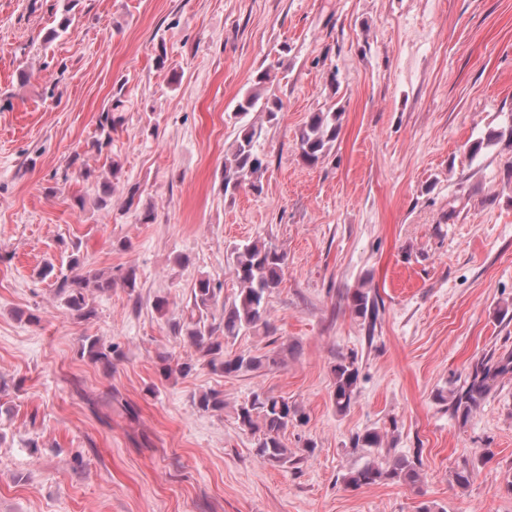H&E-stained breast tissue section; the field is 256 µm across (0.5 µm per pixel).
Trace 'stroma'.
<instances>
[{
  "label": "stroma",
  "mask_w": 512,
  "mask_h": 512,
  "mask_svg": "<svg viewBox=\"0 0 512 512\" xmlns=\"http://www.w3.org/2000/svg\"><path fill=\"white\" fill-rule=\"evenodd\" d=\"M264 70L279 123L238 120ZM117 97L121 121L95 147ZM332 105L339 136L307 165L295 134ZM511 111L512 0H0V512H512V375L465 420L436 397L512 352V150L469 154ZM244 121L267 170L231 200L224 153ZM251 240L287 263L269 330L224 351L277 363L224 375L178 326L205 276L222 323L230 250ZM75 257L117 280L88 288L87 320L56 293ZM130 268L133 293L118 283ZM357 288L375 326L343 300ZM88 337L117 347L111 366L81 356ZM350 355L361 382L340 414L331 368ZM164 356L196 367L164 376ZM212 390L223 409L199 410ZM256 391L304 413L286 465L238 425ZM368 429L419 458V491L345 488Z\"/></svg>",
  "instance_id": "stroma-1"
}]
</instances>
